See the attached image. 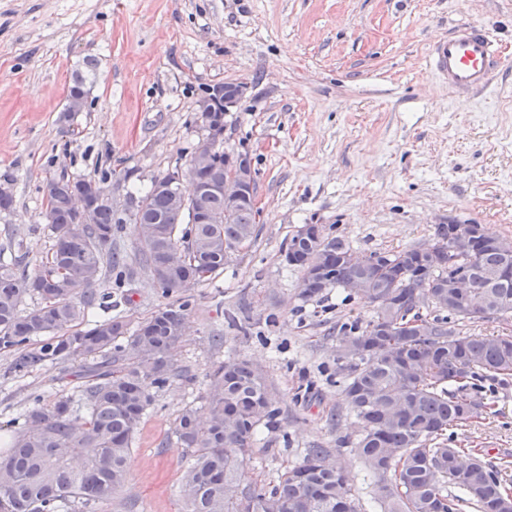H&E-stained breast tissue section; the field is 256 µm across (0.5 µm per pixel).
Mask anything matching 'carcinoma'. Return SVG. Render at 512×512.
<instances>
[{
  "mask_svg": "<svg viewBox=\"0 0 512 512\" xmlns=\"http://www.w3.org/2000/svg\"><path fill=\"white\" fill-rule=\"evenodd\" d=\"M83 75L74 76L63 117L85 108ZM224 181V165L195 172L197 183ZM67 188L45 195L53 244L33 274L0 259V350L25 351L14 368L80 362L87 414L72 400H36L0 457V512H85L112 501L127 480L126 460L152 389L180 376L171 354L193 306L188 288L214 278L231 261L230 250L251 247L259 210L244 204L221 224H200L194 211L175 209L170 197L149 187L130 219L138 224L135 261L151 284L174 301L134 327L116 314L88 319L131 302L125 257L112 249L122 224L111 202L96 205L85 224L75 222ZM224 215V192L203 198ZM288 249L314 257L304 265L300 295L311 300L341 288L372 309L366 321L340 327L336 360L346 361L351 441L375 475L372 495L380 512H512L509 461L485 458L477 448L448 445V430L495 413L475 380L512 376V336L468 334L458 323L512 321V246L480 229L469 252L439 227L425 250L374 251L365 266L351 263V243L334 231L317 241L297 230ZM468 272L474 288L463 300L452 287ZM116 274V291L95 284ZM37 304L21 309L26 297ZM276 395L247 361L229 357L210 374L204 409L187 408L175 436L190 458L182 493L190 512H360L344 470L328 448H309L302 463L274 484L249 475L245 456L258 429L279 415ZM459 494H448V486Z\"/></svg>",
  "mask_w": 512,
  "mask_h": 512,
  "instance_id": "carcinoma-1",
  "label": "carcinoma"
}]
</instances>
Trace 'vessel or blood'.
<instances>
[{"label": "vessel or blood", "mask_w": 512, "mask_h": 512, "mask_svg": "<svg viewBox=\"0 0 512 512\" xmlns=\"http://www.w3.org/2000/svg\"><path fill=\"white\" fill-rule=\"evenodd\" d=\"M504 50L487 25L460 21L429 47L432 69L447 80L449 90L468 95L487 87L502 66Z\"/></svg>", "instance_id": "b4317fda"}]
</instances>
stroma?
<instances>
[{"label": "stroma", "instance_id": "obj_1", "mask_svg": "<svg viewBox=\"0 0 512 512\" xmlns=\"http://www.w3.org/2000/svg\"><path fill=\"white\" fill-rule=\"evenodd\" d=\"M461 20L512 45V0H0V185L14 198L0 212V257H21L28 272L53 244L47 181L95 178L124 207L203 144L195 114L206 87L245 88L224 115V145L255 171L257 241L189 288L171 356L182 375L155 391L125 486L94 512H188V458L173 431L230 356L263 372L281 411L249 449L251 471L271 481L307 449L331 448L362 512H378L343 443L354 425L335 416L347 406L337 327L371 311L340 288L303 301L285 250L304 224L337 225L361 254L431 241L442 224L512 238V62L464 96L428 62L430 42ZM78 72L87 103L66 119ZM132 293L134 324L167 303L139 266ZM18 356L0 351V452L35 399L69 397L86 414L78 364L18 372ZM485 387L496 414L449 443L512 461V378Z\"/></svg>", "mask_w": 512, "mask_h": 512}]
</instances>
